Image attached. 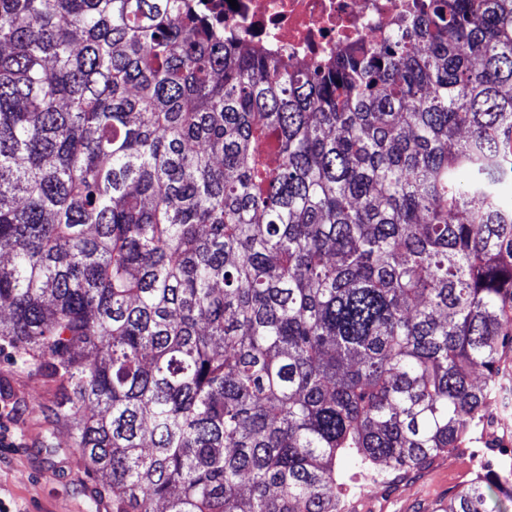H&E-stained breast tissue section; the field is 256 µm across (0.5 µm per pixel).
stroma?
I'll return each mask as SVG.
<instances>
[{"label": "stroma", "instance_id": "stroma-1", "mask_svg": "<svg viewBox=\"0 0 512 512\" xmlns=\"http://www.w3.org/2000/svg\"><path fill=\"white\" fill-rule=\"evenodd\" d=\"M498 411L474 427L459 447L439 453L423 469L376 482L369 504L349 495L347 512H430L475 478L484 466L512 465V351L501 361ZM59 395L39 363L0 346V413H11L19 445L0 447V502L10 512H112L85 460L72 450L66 428L42 410Z\"/></svg>", "mask_w": 512, "mask_h": 512}]
</instances>
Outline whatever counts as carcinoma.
Listing matches in <instances>:
<instances>
[{
    "mask_svg": "<svg viewBox=\"0 0 512 512\" xmlns=\"http://www.w3.org/2000/svg\"><path fill=\"white\" fill-rule=\"evenodd\" d=\"M509 131L512 0L307 70L194 0H0V340L112 512H345L458 447L512 349Z\"/></svg>",
    "mask_w": 512,
    "mask_h": 512,
    "instance_id": "cac0c4a2",
    "label": "carcinoma"
}]
</instances>
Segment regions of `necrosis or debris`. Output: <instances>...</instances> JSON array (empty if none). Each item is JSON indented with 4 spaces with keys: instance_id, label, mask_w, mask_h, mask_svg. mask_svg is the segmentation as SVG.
Masks as SVG:
<instances>
[{
    "instance_id": "4bbe7bcc",
    "label": "necrosis or debris",
    "mask_w": 512,
    "mask_h": 512,
    "mask_svg": "<svg viewBox=\"0 0 512 512\" xmlns=\"http://www.w3.org/2000/svg\"><path fill=\"white\" fill-rule=\"evenodd\" d=\"M414 0H206L238 45L306 69L345 46L380 41Z\"/></svg>"
}]
</instances>
